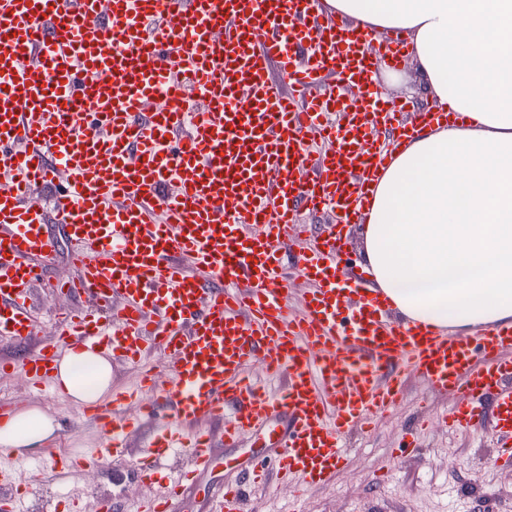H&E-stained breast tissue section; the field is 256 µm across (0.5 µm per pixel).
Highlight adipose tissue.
Returning a JSON list of instances; mask_svg holds the SVG:
<instances>
[{
  "label": "adipose tissue",
  "instance_id": "ef3b65f1",
  "mask_svg": "<svg viewBox=\"0 0 512 512\" xmlns=\"http://www.w3.org/2000/svg\"><path fill=\"white\" fill-rule=\"evenodd\" d=\"M359 32L396 30L432 108L459 124L417 125L378 174L362 226L376 291L405 320L438 328L512 321V0H324ZM56 385L100 400L112 364L69 351ZM56 431L37 409L0 423L1 448H34Z\"/></svg>",
  "mask_w": 512,
  "mask_h": 512
}]
</instances>
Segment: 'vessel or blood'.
<instances>
[{
  "instance_id": "1",
  "label": "vessel or blood",
  "mask_w": 512,
  "mask_h": 512,
  "mask_svg": "<svg viewBox=\"0 0 512 512\" xmlns=\"http://www.w3.org/2000/svg\"><path fill=\"white\" fill-rule=\"evenodd\" d=\"M371 51L323 0H0V338L39 342L32 289L57 248L53 218L78 269L61 291L98 306L62 317L22 362L0 359V374L49 384L71 348L120 364L160 355L167 379L147 370L136 395L162 423L155 453L190 470L139 512H180L216 446L259 426L272 466L251 464L212 512H240L243 484L264 476L328 482L343 436L412 376L458 396L449 427L487 428L512 466V326H393L360 278L346 304L350 243L298 221L307 209L357 223L388 158L373 130L401 105L368 93ZM342 82L363 90L352 105ZM290 238L315 245L283 252ZM293 269L311 283L295 318ZM256 360L276 393L251 378ZM125 400L75 408L116 456L138 427L118 414Z\"/></svg>"
}]
</instances>
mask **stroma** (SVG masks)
I'll list each match as a JSON object with an SVG mask.
<instances>
[{"mask_svg": "<svg viewBox=\"0 0 512 512\" xmlns=\"http://www.w3.org/2000/svg\"><path fill=\"white\" fill-rule=\"evenodd\" d=\"M373 85L382 97L403 100L418 109L424 106L426 95L413 61H406L394 72L376 67ZM76 274L68 260V244L59 240L55 260L34 294L45 321H52L60 309L88 305V298H64L56 290L59 281ZM0 398L13 401L18 408L35 406L53 415L58 428L52 441L61 447L102 443L93 426L72 423L63 396L32 392L22 372L0 379ZM454 403V396L437 394L420 378H409L399 406L369 431L348 438L351 454L333 483L297 491L269 480L265 487L250 492L247 512H512V467L495 463L488 434L448 431L441 417ZM419 419L428 425L420 453L397 457L403 437ZM150 429L146 423L132 434V451L124 459L49 477L41 494L28 498V512H39L40 503L62 498L79 500L82 512H95L96 501L103 495L112 497L121 508L152 497L156 486L140 479V449ZM264 436V431L258 430L246 434L236 447L216 448L211 469L200 477L181 512H208L210 499L222 484L238 478L255 458L267 455Z\"/></svg>", "mask_w": 512, "mask_h": 512, "instance_id": "stroma-1", "label": "stroma"}]
</instances>
